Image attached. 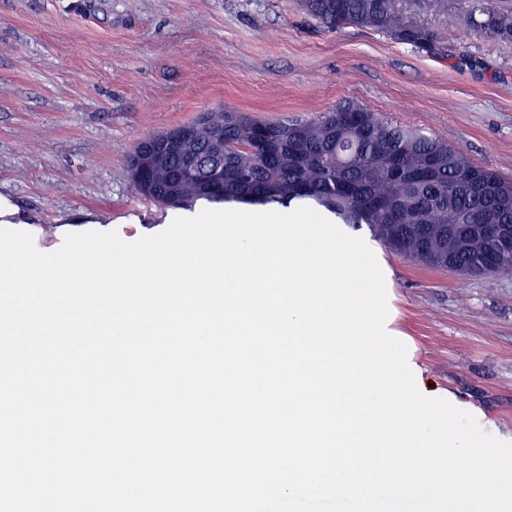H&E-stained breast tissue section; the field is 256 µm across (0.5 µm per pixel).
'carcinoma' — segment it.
Wrapping results in <instances>:
<instances>
[{
    "label": "carcinoma",
    "mask_w": 512,
    "mask_h": 512,
    "mask_svg": "<svg viewBox=\"0 0 512 512\" xmlns=\"http://www.w3.org/2000/svg\"><path fill=\"white\" fill-rule=\"evenodd\" d=\"M297 9L327 30L373 29L394 40L439 50V33L404 20L397 0H295ZM470 25L512 40V10L492 0H460ZM224 128L223 149L194 143L199 156L222 155L224 194L201 191L197 178L171 158L166 173L153 176L156 196L173 178L185 205L239 202L289 208L310 200L344 224H365L398 256L422 266L469 276L512 278V256L504 258L484 224L512 225V179L475 162L460 147L395 124L355 102H341L314 121H263L246 112H212ZM270 151H253L259 129Z\"/></svg>",
    "instance_id": "obj_1"
}]
</instances>
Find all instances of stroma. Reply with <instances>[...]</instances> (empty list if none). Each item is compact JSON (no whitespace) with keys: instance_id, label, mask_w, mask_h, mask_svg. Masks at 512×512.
<instances>
[{"instance_id":"35a3bbf8","label":"stroma","mask_w":512,"mask_h":512,"mask_svg":"<svg viewBox=\"0 0 512 512\" xmlns=\"http://www.w3.org/2000/svg\"><path fill=\"white\" fill-rule=\"evenodd\" d=\"M457 3L399 2L443 33L433 55L372 29L322 30L292 0H0V225L164 231L181 210L137 195L127 158L220 108L313 120L352 100L512 177V42ZM385 259L395 327L430 389L512 442V279Z\"/></svg>"}]
</instances>
